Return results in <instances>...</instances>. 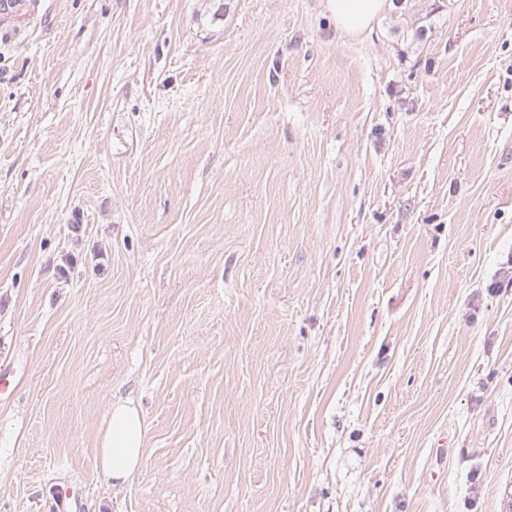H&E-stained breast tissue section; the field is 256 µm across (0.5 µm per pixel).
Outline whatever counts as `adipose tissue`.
Here are the masks:
<instances>
[{"mask_svg":"<svg viewBox=\"0 0 512 512\" xmlns=\"http://www.w3.org/2000/svg\"><path fill=\"white\" fill-rule=\"evenodd\" d=\"M391 7V0H323V8L337 30L356 37L370 30ZM147 427L141 411L131 401L113 402L99 439L101 470L106 480L125 482L142 463Z\"/></svg>","mask_w":512,"mask_h":512,"instance_id":"ef3b65f1","label":"adipose tissue"}]
</instances>
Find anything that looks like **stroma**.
<instances>
[{"instance_id": "35a3bbf8", "label": "stroma", "mask_w": 512, "mask_h": 512, "mask_svg": "<svg viewBox=\"0 0 512 512\" xmlns=\"http://www.w3.org/2000/svg\"><path fill=\"white\" fill-rule=\"evenodd\" d=\"M202 3L0 13V512H512V0ZM323 8L347 36L370 30L374 21L391 8V0H322ZM429 1H432L433 3H429ZM411 5H409V11L407 14L401 12L399 16L394 19L390 16L389 20L392 24V29L394 32H401L403 35L405 32L408 33L411 32V34L419 35L421 36L423 32L425 31V28L428 31H431L435 28L433 25V21L436 17V13L439 12L441 6L439 3L441 1L436 0H418V1H412ZM414 17V20H412ZM421 19H426L425 21H428V25L421 24L418 25L415 28V31H413V26L416 22L420 21ZM99 439L101 470L114 485L125 482L141 466L147 427L141 411L129 400L109 408Z\"/></svg>"}]
</instances>
